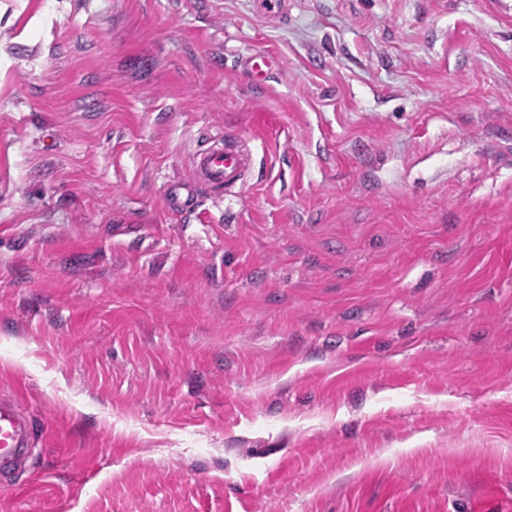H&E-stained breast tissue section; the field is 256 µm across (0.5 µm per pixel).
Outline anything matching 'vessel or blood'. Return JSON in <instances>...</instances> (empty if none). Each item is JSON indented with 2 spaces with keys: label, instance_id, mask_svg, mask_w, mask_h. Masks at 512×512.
<instances>
[{
  "label": "vessel or blood",
  "instance_id": "1",
  "mask_svg": "<svg viewBox=\"0 0 512 512\" xmlns=\"http://www.w3.org/2000/svg\"><path fill=\"white\" fill-rule=\"evenodd\" d=\"M251 165L249 154L241 150L235 137L198 150L192 157L195 179L191 185L172 188L167 206L175 212L191 209L199 188L227 190L241 183ZM34 427L31 419L10 400L0 399V486L12 484L28 468Z\"/></svg>",
  "mask_w": 512,
  "mask_h": 512
}]
</instances>
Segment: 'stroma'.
I'll use <instances>...</instances> for the list:
<instances>
[{
  "mask_svg": "<svg viewBox=\"0 0 512 512\" xmlns=\"http://www.w3.org/2000/svg\"><path fill=\"white\" fill-rule=\"evenodd\" d=\"M1 344L0 512H512V0H0ZM236 137L226 136L218 143L200 149L193 154L192 166L195 179L192 185L172 188L167 196L171 211L183 212L195 204L198 188L227 190L242 182L245 171L251 165L249 154L235 143ZM34 427L31 419L11 400L0 399V486H9L27 469Z\"/></svg>",
  "mask_w": 512,
  "mask_h": 512,
  "instance_id": "obj_1",
  "label": "stroma"
}]
</instances>
